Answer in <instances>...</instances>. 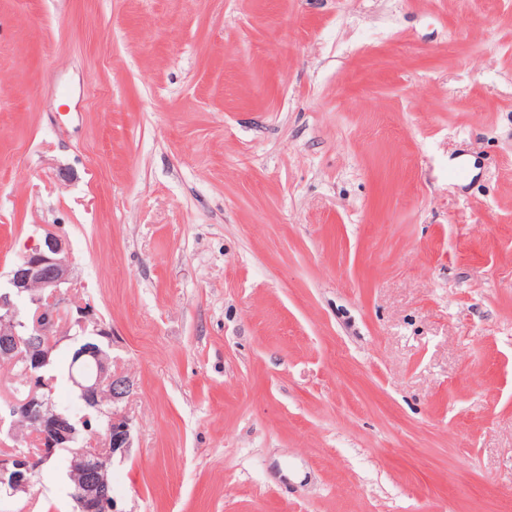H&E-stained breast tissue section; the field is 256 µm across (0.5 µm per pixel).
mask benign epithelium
Returning a JSON list of instances; mask_svg holds the SVG:
<instances>
[{"mask_svg":"<svg viewBox=\"0 0 512 512\" xmlns=\"http://www.w3.org/2000/svg\"><path fill=\"white\" fill-rule=\"evenodd\" d=\"M72 275L70 248L66 236L46 229L41 240L30 248L9 274L8 288H0V363H11L22 356L30 342L17 330L16 316L24 311L32 324L33 336L61 339V317L68 315L69 324L85 328L91 313L87 307L70 310L63 288ZM76 360L93 364L89 377L72 376L83 391L87 404L96 409L112 404L108 413L104 442L112 453L124 454L131 448V421L117 404L127 397L129 381L112 373L109 355L97 344L89 343L76 355ZM33 427L40 430L42 462H49L57 448H67L73 442L76 429L65 416L44 406L42 399L31 395L19 403ZM32 455L18 453L0 464V486L12 495L30 490L34 469ZM83 480L74 498L78 512H120L112 495L108 474L95 459H83Z\"/></svg>","mask_w":512,"mask_h":512,"instance_id":"1","label":"benign epithelium"}]
</instances>
